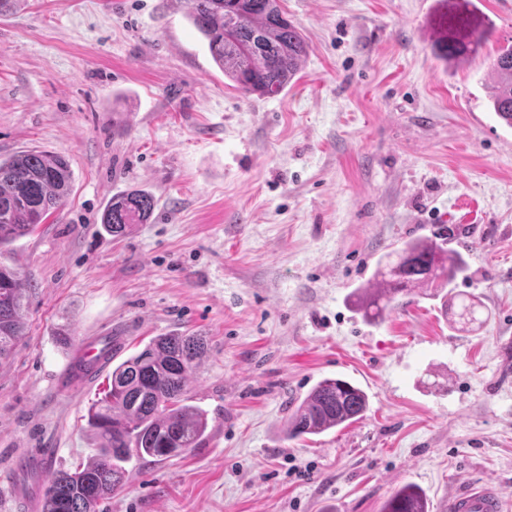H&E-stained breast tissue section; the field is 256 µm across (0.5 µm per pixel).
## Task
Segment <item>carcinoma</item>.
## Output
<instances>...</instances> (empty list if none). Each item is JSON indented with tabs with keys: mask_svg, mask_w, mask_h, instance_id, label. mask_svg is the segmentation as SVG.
Listing matches in <instances>:
<instances>
[{
	"mask_svg": "<svg viewBox=\"0 0 512 512\" xmlns=\"http://www.w3.org/2000/svg\"><path fill=\"white\" fill-rule=\"evenodd\" d=\"M186 16L206 41L215 64L245 94L274 96L288 88L300 71L307 45L288 21L280 0H181ZM487 31L461 16L448 22L436 55L462 63L486 41ZM491 69L490 105L512 127V42L500 46ZM72 172L57 153L30 149L0 157V248L31 233L69 195ZM154 197L137 190L116 197L104 208L101 223L114 236L146 223ZM374 273L377 288L359 297L357 311L369 322L384 319L398 296L434 287L432 296L453 311L456 323L472 325L478 303H462L451 281L467 269L465 260L439 237L404 242ZM30 281L0 266V362L24 335L23 302ZM206 353L200 336L172 333L152 339L142 350L112 369L104 397L88 410V426L97 440V455L82 468L52 475L44 494V512H96L99 503L122 489L125 463L132 458L162 461L197 447L207 429V415L188 404L187 386ZM369 407L367 394L341 378H324L313 386L288 420L293 437L318 435L355 422ZM383 512H428L422 493L405 486L387 501Z\"/></svg>",
	"mask_w": 512,
	"mask_h": 512,
	"instance_id": "cac0c4a2",
	"label": "carcinoma"
}]
</instances>
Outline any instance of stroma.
Returning <instances> with one entry per match:
<instances>
[{
    "mask_svg": "<svg viewBox=\"0 0 512 512\" xmlns=\"http://www.w3.org/2000/svg\"><path fill=\"white\" fill-rule=\"evenodd\" d=\"M490 34L448 67L431 50L445 0H282L308 52L273 97L242 93L179 0H25L0 15V155H64L72 191L0 248L34 284L0 366V512L30 449L86 465L87 410L114 364L170 333L204 337L188 387L198 447L131 460L98 512H383L400 488L428 512L497 484L512 512V128L489 102L512 0H472ZM141 189L148 223L108 233L112 197ZM454 228L482 302L453 329L423 290L386 320L353 307L402 242ZM73 345L61 347V329ZM112 361L73 375L78 344ZM369 396L365 416L287 435L321 379Z\"/></svg>",
    "mask_w": 512,
    "mask_h": 512,
    "instance_id": "1",
    "label": "stroma"
}]
</instances>
